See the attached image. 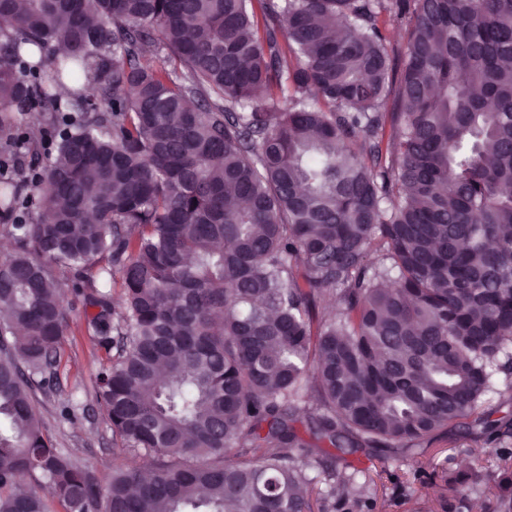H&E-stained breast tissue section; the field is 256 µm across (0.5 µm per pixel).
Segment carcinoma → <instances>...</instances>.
Masks as SVG:
<instances>
[{
  "label": "carcinoma",
  "instance_id": "obj_1",
  "mask_svg": "<svg viewBox=\"0 0 512 512\" xmlns=\"http://www.w3.org/2000/svg\"><path fill=\"white\" fill-rule=\"evenodd\" d=\"M32 110L46 166L15 160ZM0 235V512H48L44 485L66 512H342L329 449L405 447L512 375V0H0ZM61 272L148 479L100 482L34 411Z\"/></svg>",
  "mask_w": 512,
  "mask_h": 512
}]
</instances>
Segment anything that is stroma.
Listing matches in <instances>:
<instances>
[{
	"instance_id": "1",
	"label": "stroma",
	"mask_w": 512,
	"mask_h": 512,
	"mask_svg": "<svg viewBox=\"0 0 512 512\" xmlns=\"http://www.w3.org/2000/svg\"><path fill=\"white\" fill-rule=\"evenodd\" d=\"M66 309L68 327L58 366L62 393L49 396L35 391L33 406L54 446L90 463L105 482L120 463L112 453V430L93 384L106 353L88 330L83 308L75 297H68ZM66 398L82 411L81 418L72 423L58 417L59 405ZM505 448L512 450V440L503 446L481 429L455 423L399 449L390 459L360 451L336 460L335 465L355 468L353 494L369 501L371 512H495L491 482L475 485L461 501L455 498L448 480L473 466L487 474L494 472Z\"/></svg>"
}]
</instances>
